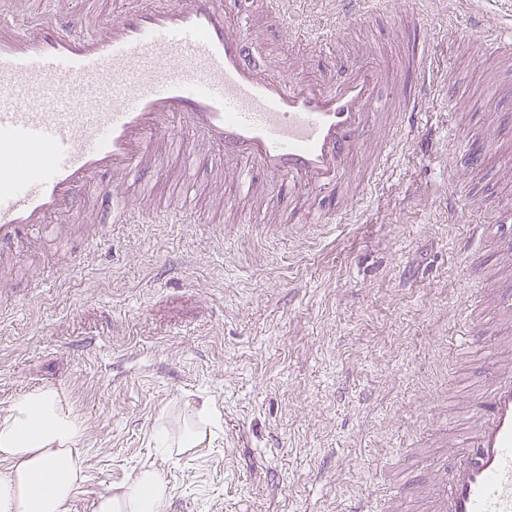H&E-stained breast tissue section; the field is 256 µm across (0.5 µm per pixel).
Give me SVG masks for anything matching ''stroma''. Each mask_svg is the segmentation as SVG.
<instances>
[{
    "label": "stroma",
    "mask_w": 512,
    "mask_h": 512,
    "mask_svg": "<svg viewBox=\"0 0 512 512\" xmlns=\"http://www.w3.org/2000/svg\"><path fill=\"white\" fill-rule=\"evenodd\" d=\"M254 12L258 50L284 72L337 77L367 41L389 61L433 30L429 115L418 129L431 155L400 147L378 178L373 156L351 161L360 183L310 193L333 219L320 230L266 225L298 200L279 181L255 203L200 155L191 180L200 224H116L91 196L71 237L33 249L0 248V417L36 388L61 392L82 421L85 479L69 512L137 470L170 489L164 512H344L365 500L381 512L390 482L431 484L449 438L486 375L474 365L512 336V307L475 311L468 354L449 355L469 288L512 280L499 253L512 236V57L486 55L488 30L512 32V0H424L416 24L392 0L361 28L344 29L336 0H283L289 30ZM318 38L300 44L298 33ZM468 107L449 113V80ZM497 146L481 169L449 156L445 132ZM152 192L125 178L136 204L166 208L182 181L177 159ZM238 215L213 209L215 183ZM492 224L476 260L454 244L469 225ZM112 228L113 253L90 236ZM82 254L74 264V254ZM208 402L219 427L208 447L174 457L155 444L157 424L178 431L188 408Z\"/></svg>",
    "instance_id": "35a3bbf8"
}]
</instances>
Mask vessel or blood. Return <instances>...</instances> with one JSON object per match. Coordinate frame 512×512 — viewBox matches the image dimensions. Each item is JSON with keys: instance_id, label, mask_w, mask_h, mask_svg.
Returning a JSON list of instances; mask_svg holds the SVG:
<instances>
[{"instance_id": "b4317fda", "label": "vessel or blood", "mask_w": 512, "mask_h": 512, "mask_svg": "<svg viewBox=\"0 0 512 512\" xmlns=\"http://www.w3.org/2000/svg\"><path fill=\"white\" fill-rule=\"evenodd\" d=\"M0 20V245L31 234L61 236L57 217L83 222L89 192L101 187L116 224H195L189 204L134 206L120 180L155 181L161 151L175 142L172 122L218 161L226 179L255 197L263 169L297 189L336 190L354 156L379 130L378 157L414 140L425 115L430 35L412 54L416 85L374 55L336 79L269 66L248 37L236 0H27ZM359 23L385 0H337ZM395 108H382L379 90ZM448 138L470 166H482L491 138ZM466 413L472 428L450 448L430 486L407 480L391 502L420 492L426 512H512V354H497L483 391Z\"/></svg>"}]
</instances>
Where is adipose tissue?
<instances>
[{
	"label": "adipose tissue",
	"instance_id": "1",
	"mask_svg": "<svg viewBox=\"0 0 512 512\" xmlns=\"http://www.w3.org/2000/svg\"><path fill=\"white\" fill-rule=\"evenodd\" d=\"M82 423L59 393L15 399L0 418V512H67L83 480ZM169 487L145 469L100 493L94 512H162Z\"/></svg>",
	"mask_w": 512,
	"mask_h": 512
}]
</instances>
